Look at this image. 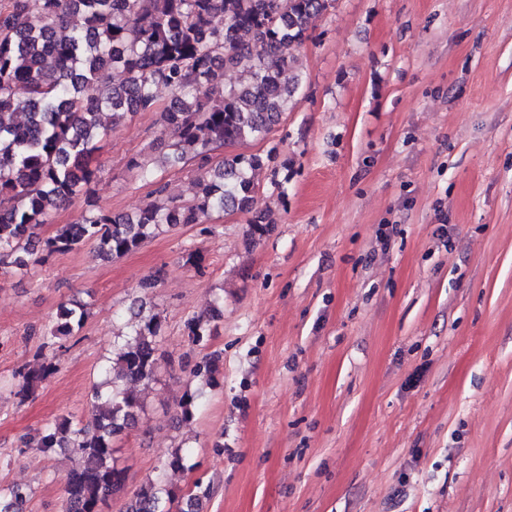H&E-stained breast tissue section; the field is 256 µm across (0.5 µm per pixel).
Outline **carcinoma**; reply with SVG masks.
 Instances as JSON below:
<instances>
[{"label": "carcinoma", "mask_w": 512, "mask_h": 512, "mask_svg": "<svg viewBox=\"0 0 512 512\" xmlns=\"http://www.w3.org/2000/svg\"><path fill=\"white\" fill-rule=\"evenodd\" d=\"M336 0H42L32 17L27 0L0 7V274L23 270L43 254L65 253L92 244L114 258L138 249L166 224H204L212 214H252L251 235L269 231L260 207L256 172L272 156L214 153L264 138L291 107L302 84L297 58L288 52L311 39L316 18ZM123 80L112 82L111 73ZM94 82L99 93L83 95ZM171 101L159 107L157 90ZM112 125L140 112L160 113L156 149L166 168L196 165L198 192L189 202L166 195V184L138 161L154 199L132 216L96 214L83 224H65L42 239L39 226L67 202L89 201L98 169L92 166ZM221 312L185 321L188 343L201 346ZM87 317L84 306L60 304L39 350L62 347ZM165 330L160 315L138 312L104 378L92 391V421L70 415L45 424L37 447L77 457L62 477V512H104L125 490L128 471L118 466L114 440L135 427L143 401L137 387L156 379ZM58 370L52 358L20 368L17 395L26 399ZM218 359L204 354L190 375L217 385ZM204 391L187 392L180 403L189 418ZM201 494L180 497L161 478L134 491L127 512H198ZM31 490L0 485V512H25Z\"/></svg>", "instance_id": "carcinoma-1"}]
</instances>
